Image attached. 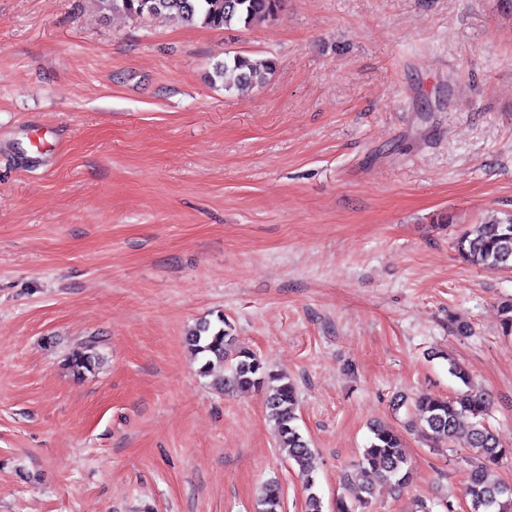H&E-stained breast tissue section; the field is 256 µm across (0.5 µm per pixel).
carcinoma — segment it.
I'll return each mask as SVG.
<instances>
[{"label":"carcinoma","mask_w":512,"mask_h":512,"mask_svg":"<svg viewBox=\"0 0 512 512\" xmlns=\"http://www.w3.org/2000/svg\"><path fill=\"white\" fill-rule=\"evenodd\" d=\"M103 8L127 15L154 18L167 16L188 26L228 29L234 25L250 27L256 22L274 21L282 0H99ZM276 62L270 57L235 55L214 65L213 77L224 83V90H242L264 84L274 73ZM458 255L466 262L496 270H512V215L472 224L455 238ZM187 343L204 359L201 373L210 371L212 360L227 363L224 388L241 392L262 391L267 416L273 422L279 447L288 452L306 483L305 512H324L321 496L312 475V450L297 425L298 394L287 376L270 370L251 350L237 344L232 328L219 313L215 321L200 322L187 336ZM100 358L96 341L82 353L66 360L67 368L78 378L94 370ZM449 372L464 388L448 397L420 395L412 404L420 433L436 444L453 447L461 424L469 421L465 434L471 466L466 491L468 512H512V483L498 477L496 470L512 460V448L503 446L487 423L491 406L488 394L471 385L467 370L449 361ZM373 437L358 461L353 476L347 479L349 498L336 502V512H355L371 504L374 485L397 488L412 480V469L400 434L391 426L376 423ZM259 512H279L280 488L277 481L267 483L259 501Z\"/></svg>","instance_id":"1"}]
</instances>
